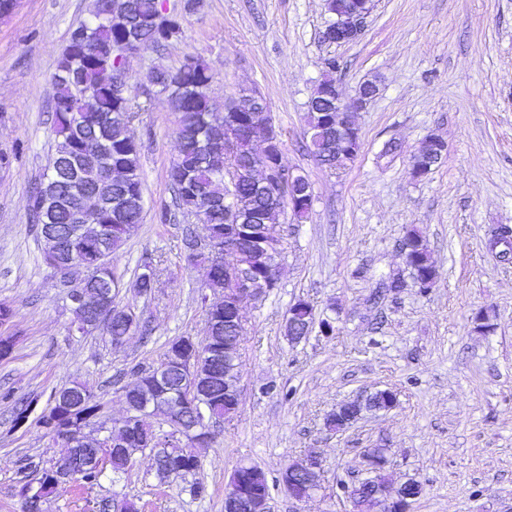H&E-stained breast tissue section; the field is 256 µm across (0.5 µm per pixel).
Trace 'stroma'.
I'll return each mask as SVG.
<instances>
[{
	"instance_id": "obj_1",
	"label": "stroma",
	"mask_w": 512,
	"mask_h": 512,
	"mask_svg": "<svg viewBox=\"0 0 512 512\" xmlns=\"http://www.w3.org/2000/svg\"><path fill=\"white\" fill-rule=\"evenodd\" d=\"M90 4L18 0L0 20V154L10 157L0 166V303L14 310L0 336L17 339L0 360V512H22L19 468L48 466L63 451L40 424L55 390L83 383L104 405L99 435L110 434L125 414L131 368L158 362L176 338L206 334L202 272L181 255L183 230L196 220L154 217L172 202L167 171L178 143L174 112L145 79L190 55L215 74L216 109L242 88L266 98L290 171L311 185L310 214L300 224L280 217L278 284L245 304L240 405L200 448L197 473L160 483L146 449L98 485L59 488L42 512H95L104 497L141 512H224L225 485L243 462L264 470L270 512H353L345 488L365 478L370 448L386 449L394 484L421 485L410 512H512V262L488 249L493 229L512 225V0H374L361 37L339 45L320 39L324 0H201L178 40L132 57L145 216L112 256L122 282L114 301L151 336L120 348L98 329L71 332L68 290L43 263L27 219L54 144L46 103L56 61ZM329 56L341 63L344 92L379 85L356 118L361 150L340 171L306 148L307 102ZM432 134L445 141L444 158L413 179L411 157ZM389 140L401 150L381 156ZM413 227L439 271L430 288L409 280L401 243ZM146 262L158 279L139 296L130 283ZM389 275L406 288L375 299ZM300 300L332 322V334L316 326L300 343L288 340L287 312ZM378 389L394 391L393 408L339 432L326 427L337 406ZM27 396L35 407L15 424L14 401ZM311 453L322 460L321 490L300 502L281 473Z\"/></svg>"
}]
</instances>
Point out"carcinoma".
<instances>
[{
  "label": "carcinoma",
  "instance_id": "carcinoma-1",
  "mask_svg": "<svg viewBox=\"0 0 512 512\" xmlns=\"http://www.w3.org/2000/svg\"><path fill=\"white\" fill-rule=\"evenodd\" d=\"M160 0H93L90 19L79 23L70 33L53 74V94L49 102L55 150L46 171L35 184L28 205V219L34 225L44 224L60 242L67 241L75 223L74 211L86 191L100 196L108 207L99 215L106 225V251H116L143 220L144 195L141 175L140 149L130 135V126L143 108L132 96L118 97L112 93L104 73L115 66V49L132 44L141 51L163 46L179 39L182 27L163 33L148 23L159 14ZM337 61L323 63V74L309 97L322 99L323 91L336 84L334 73ZM147 78L167 94L172 111L178 115L175 134L179 143L176 159L168 170L177 206L187 213L201 212L209 225L211 236L224 240V230L237 236L236 249L231 253L234 266L251 272L262 282L267 279L268 267L279 261L281 239L273 227L279 216L293 205L294 219L307 217L310 203L306 201L309 182L293 174L285 163L283 149L266 154L256 145L265 133L274 131L271 114L251 111L250 103L256 94L242 89L224 103V111L216 112L210 104L209 89L214 75L210 67L196 56H187L176 69L153 68ZM334 113L308 108L307 126L310 150L315 159H326L333 138ZM238 132L237 157L244 162L237 178L225 172L224 140L230 130ZM410 256L425 287L434 285L438 270L431 258L426 238L417 229L406 232ZM155 268L143 266L133 282L140 295L151 293ZM97 286L107 297L109 306L100 312H88L70 307L74 318L103 328L107 336H122L124 308L114 302L112 289L119 280L110 262H105L97 274ZM202 287L222 293L231 287L224 280V271L213 269ZM309 303L295 302L289 313H298V327L285 325L288 336H306L312 329L308 317ZM227 311L217 314L206 311L207 321L213 323L212 333L198 341L205 348L224 345L229 333L224 329ZM199 391L211 388L217 392L203 398L213 419H224L228 411L224 403V371H215L214 364H204L199 373ZM71 393L79 420L97 423L103 404L83 384L72 381L63 385ZM140 431L155 438L154 456L167 459L186 444L175 433L156 430L142 419ZM256 477L240 469L250 487L261 497L269 496L265 473Z\"/></svg>",
  "mask_w": 512,
  "mask_h": 512
}]
</instances>
